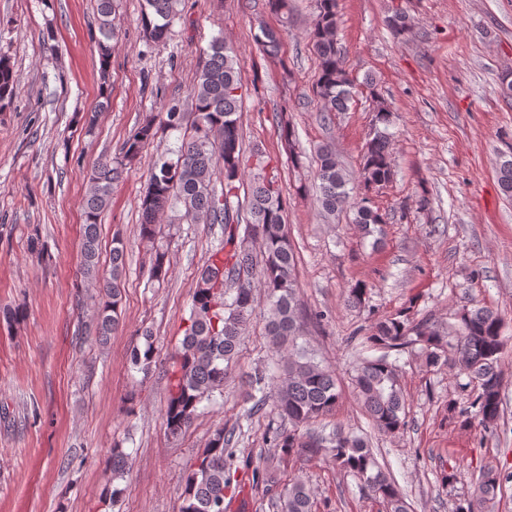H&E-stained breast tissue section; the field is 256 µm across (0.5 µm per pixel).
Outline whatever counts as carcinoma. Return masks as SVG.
I'll list each match as a JSON object with an SVG mask.
<instances>
[{
    "mask_svg": "<svg viewBox=\"0 0 512 512\" xmlns=\"http://www.w3.org/2000/svg\"><path fill=\"white\" fill-rule=\"evenodd\" d=\"M178 0H145L142 27L146 39L160 42L167 37ZM312 49L319 65L314 94L326 119L344 112L352 100V80L345 66L344 50L337 38V0H315ZM97 47L102 61L115 48L114 0H98ZM281 34L261 29L257 45L267 55L278 54ZM17 91L10 61L0 56V107L11 102ZM242 108L241 81L237 55L224 39L215 38L203 54L191 89V112L172 105L148 119L124 143L121 156L100 160L88 178L84 202L85 224L80 274L97 288L91 296L95 336L101 343L114 333L120 321L121 280L125 242L120 233L112 236V269L99 273V220L112 198V186L123 178L127 166L135 162L158 127L180 131L186 116H192L193 134L182 137L172 156L152 161L149 182L141 199V238L155 243L161 216L167 210L181 212L188 224H222L224 241L200 271L192 292L190 312L183 336L170 357L168 394L164 421L177 435L192 422L198 406L224 385L226 365L238 353L244 326L263 305L267 331L277 349L288 351L279 374L259 370L248 380V409L252 416L274 390L273 405L293 427H306L332 411L341 399L334 371L314 361L313 353L298 344L301 312L296 298L299 270L295 251L286 229V201L277 181L268 176L262 156L254 162L243 157L240 148ZM388 109L379 104L376 123L365 144L361 182L364 193L353 202V223L366 232L386 223L367 191L391 181L393 170ZM250 170V194L244 204L233 205L244 169ZM223 175L217 180L216 173ZM316 201L324 220L336 219L341 206L352 197V178L336 160L329 144L317 149L314 176ZM170 269L167 251L155 248L151 279H165ZM503 322L484 306H463L456 334L446 336L427 319L415 321L402 311L378 319L364 328L365 339L384 350L366 357L356 368L355 384L373 427L393 434L405 425V399L398 365L389 353L401 354L419 348L430 368L458 365L461 373L476 385L477 394L467 404H448V411L472 416L486 429L497 425L501 413L502 378L499 363L505 349ZM143 346L130 352V363L140 371L150 368L155 358L152 333L142 332ZM233 431L218 427L207 448L196 457L188 473L179 512H217L218 503L233 499L241 482L233 472L236 449ZM271 443L283 455L307 457L326 455L336 469L358 479L363 492L377 499L385 512H410L390 475L380 466L365 440L341 428L329 436L314 432H272ZM503 476L493 469L479 473L475 482L478 499L494 497ZM277 512H313L311 491L299 480L273 492Z\"/></svg>",
    "mask_w": 512,
    "mask_h": 512,
    "instance_id": "obj_1",
    "label": "carcinoma"
}]
</instances>
